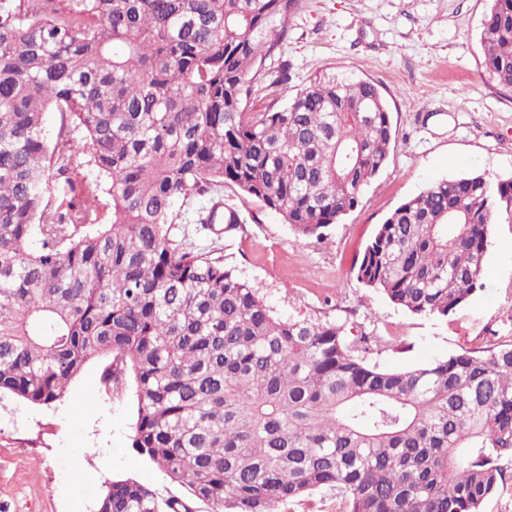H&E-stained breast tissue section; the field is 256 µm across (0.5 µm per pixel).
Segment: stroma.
Masks as SVG:
<instances>
[{
    "label": "stroma",
    "mask_w": 512,
    "mask_h": 512,
    "mask_svg": "<svg viewBox=\"0 0 512 512\" xmlns=\"http://www.w3.org/2000/svg\"><path fill=\"white\" fill-rule=\"evenodd\" d=\"M490 0H301L280 49L260 71L251 107L284 103L316 77L348 72L381 89L395 136L385 166L358 206L321 238L303 237L283 217L240 190L220 185L176 203L174 238L225 259L275 315L332 322L346 335L387 336L399 349L373 350L370 362L403 369L512 341V223L490 226L486 288L448 318L417 317L358 282L353 266L373 229L431 183L470 173L512 176V91L488 79L479 42ZM288 81L269 90L279 71ZM72 194L97 199L111 218L106 187L77 153L65 172ZM219 198L243 230L225 237L200 223ZM102 361L90 362L65 397L36 406L0 397V512H97L115 480L133 478L161 498L185 496L131 446L136 398L112 395Z\"/></svg>",
    "instance_id": "stroma-1"
}]
</instances>
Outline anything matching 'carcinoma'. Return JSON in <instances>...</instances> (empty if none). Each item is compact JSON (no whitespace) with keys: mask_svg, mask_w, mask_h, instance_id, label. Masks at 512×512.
<instances>
[{"mask_svg":"<svg viewBox=\"0 0 512 512\" xmlns=\"http://www.w3.org/2000/svg\"><path fill=\"white\" fill-rule=\"evenodd\" d=\"M490 2L483 68L512 91V0ZM298 7L0 0V393L50 405L103 360L105 387L134 390L132 447L187 491L115 480L98 512H279L315 492L338 512H482L512 480V342L382 369L371 347L394 342L278 317L235 267L173 239L176 201L217 183L320 237L386 164L392 123L369 79L327 75L247 109ZM50 109L80 131L111 223L53 176L71 156L48 155ZM496 220L512 223V177L435 182L377 225L356 278L446 318L484 290ZM241 229L225 209L224 235Z\"/></svg>","mask_w":512,"mask_h":512,"instance_id":"cac0c4a2","label":"carcinoma"}]
</instances>
